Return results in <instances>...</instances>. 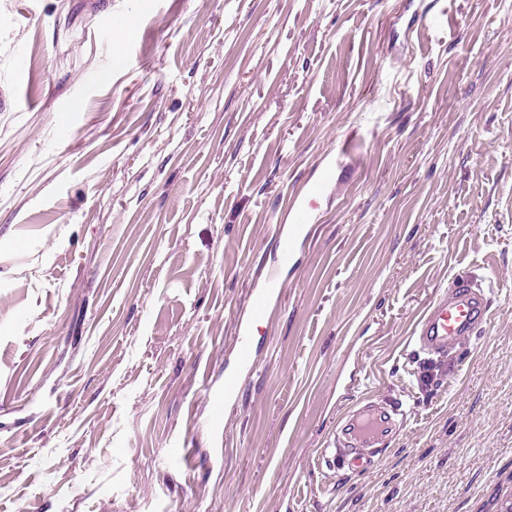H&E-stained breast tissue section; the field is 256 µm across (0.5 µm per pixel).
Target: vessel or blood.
Returning <instances> with one entry per match:
<instances>
[{"label":"vessel or blood","mask_w":512,"mask_h":512,"mask_svg":"<svg viewBox=\"0 0 512 512\" xmlns=\"http://www.w3.org/2000/svg\"><path fill=\"white\" fill-rule=\"evenodd\" d=\"M488 296L478 283L459 277L451 294L437 299L417 323L414 334L420 353L445 358L462 339L482 332L487 324ZM401 403L370 402L351 411L322 453L328 469L365 470L374 464L386 438L404 422Z\"/></svg>","instance_id":"1"}]
</instances>
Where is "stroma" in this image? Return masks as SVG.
I'll return each instance as SVG.
<instances>
[{
    "label": "stroma",
    "instance_id": "1",
    "mask_svg": "<svg viewBox=\"0 0 512 512\" xmlns=\"http://www.w3.org/2000/svg\"><path fill=\"white\" fill-rule=\"evenodd\" d=\"M96 2L0 0V512H474L512 471V0ZM459 275L486 331L427 363ZM367 397L402 429L321 466Z\"/></svg>",
    "mask_w": 512,
    "mask_h": 512
}]
</instances>
